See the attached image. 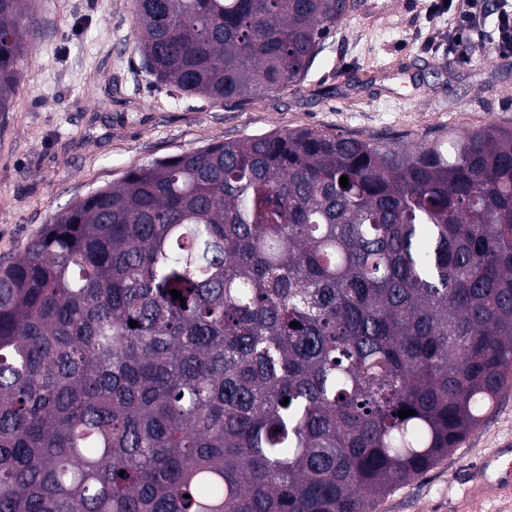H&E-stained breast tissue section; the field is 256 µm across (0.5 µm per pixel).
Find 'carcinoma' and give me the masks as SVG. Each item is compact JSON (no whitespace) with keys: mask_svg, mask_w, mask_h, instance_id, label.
Returning <instances> with one entry per match:
<instances>
[{"mask_svg":"<svg viewBox=\"0 0 512 512\" xmlns=\"http://www.w3.org/2000/svg\"><path fill=\"white\" fill-rule=\"evenodd\" d=\"M31 2L0 0V112ZM347 2L135 0L136 49L177 97L249 103ZM511 376V128L212 143L0 265V512H375Z\"/></svg>","mask_w":512,"mask_h":512,"instance_id":"cac0c4a2","label":"carcinoma"}]
</instances>
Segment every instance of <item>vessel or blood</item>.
Wrapping results in <instances>:
<instances>
[{
	"label": "vessel or blood",
	"instance_id": "1",
	"mask_svg": "<svg viewBox=\"0 0 512 512\" xmlns=\"http://www.w3.org/2000/svg\"><path fill=\"white\" fill-rule=\"evenodd\" d=\"M463 485L464 496L469 501L512 498V435L477 459L465 475Z\"/></svg>",
	"mask_w": 512,
	"mask_h": 512
}]
</instances>
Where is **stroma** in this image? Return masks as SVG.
<instances>
[{
  "instance_id": "obj_1",
  "label": "stroma",
  "mask_w": 512,
  "mask_h": 512,
  "mask_svg": "<svg viewBox=\"0 0 512 512\" xmlns=\"http://www.w3.org/2000/svg\"><path fill=\"white\" fill-rule=\"evenodd\" d=\"M367 25L347 17L305 79L248 104L177 98L140 66L134 0H35L36 36L10 112L0 113V263L45 224L135 167L224 139L295 128L366 136L512 127V59L448 54V11L432 0ZM512 433V394L457 449L376 512H512L461 499V471Z\"/></svg>"
}]
</instances>
